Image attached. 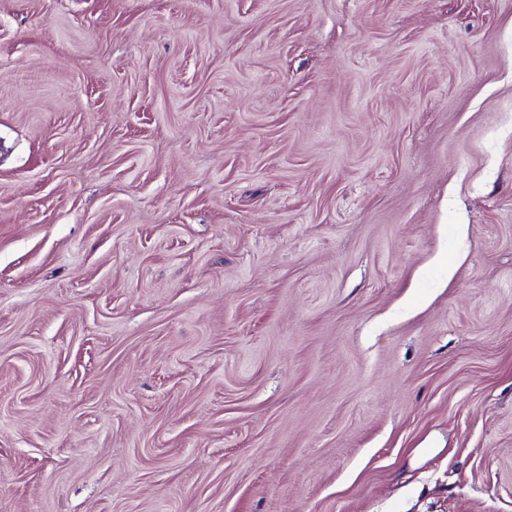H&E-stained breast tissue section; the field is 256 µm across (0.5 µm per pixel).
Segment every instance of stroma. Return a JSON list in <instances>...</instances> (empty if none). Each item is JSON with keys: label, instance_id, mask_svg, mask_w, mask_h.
I'll return each instance as SVG.
<instances>
[{"label": "stroma", "instance_id": "35a3bbf8", "mask_svg": "<svg viewBox=\"0 0 512 512\" xmlns=\"http://www.w3.org/2000/svg\"><path fill=\"white\" fill-rule=\"evenodd\" d=\"M0 512H512V0H0Z\"/></svg>", "mask_w": 512, "mask_h": 512}]
</instances>
